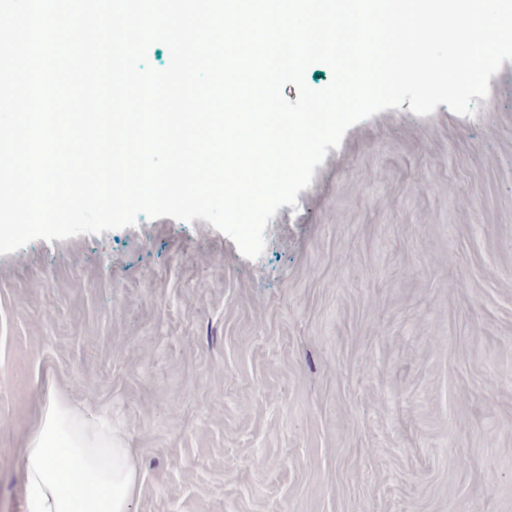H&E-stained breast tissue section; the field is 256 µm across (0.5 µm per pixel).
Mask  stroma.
Returning <instances> with one entry per match:
<instances>
[{"instance_id": "stroma-1", "label": "stroma", "mask_w": 512, "mask_h": 512, "mask_svg": "<svg viewBox=\"0 0 512 512\" xmlns=\"http://www.w3.org/2000/svg\"><path fill=\"white\" fill-rule=\"evenodd\" d=\"M473 104L349 128L255 260L170 217L0 255V512L60 395L130 512H512V61Z\"/></svg>"}]
</instances>
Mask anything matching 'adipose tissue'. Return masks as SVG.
Segmentation results:
<instances>
[{
	"instance_id": "adipose-tissue-1",
	"label": "adipose tissue",
	"mask_w": 512,
	"mask_h": 512,
	"mask_svg": "<svg viewBox=\"0 0 512 512\" xmlns=\"http://www.w3.org/2000/svg\"><path fill=\"white\" fill-rule=\"evenodd\" d=\"M20 457L26 512H129L139 487L123 436L60 399L42 407Z\"/></svg>"
}]
</instances>
